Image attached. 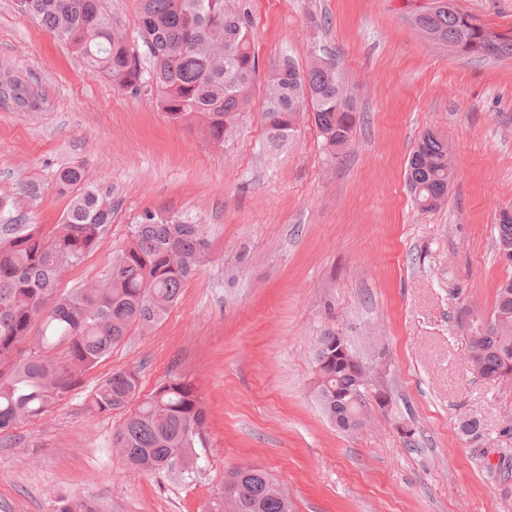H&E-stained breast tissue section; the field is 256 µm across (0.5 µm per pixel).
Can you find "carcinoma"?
I'll return each instance as SVG.
<instances>
[{
  "label": "carcinoma",
  "instance_id": "cac0c4a2",
  "mask_svg": "<svg viewBox=\"0 0 512 512\" xmlns=\"http://www.w3.org/2000/svg\"><path fill=\"white\" fill-rule=\"evenodd\" d=\"M51 35L68 42L93 71L132 90L155 92L172 124L197 122L210 141L224 143L251 103L258 66L246 21L228 0H140L142 55L112 22L102 0H18ZM410 23L432 34L442 47L462 56L487 60L512 56V36L486 42L475 19L453 0H434L417 8ZM0 93L35 110L37 98L13 75L0 77ZM324 145L331 152L354 137L351 91L327 56L311 55L305 72L283 62L266 86L263 121L271 151L293 137L306 106ZM455 168L448 141L428 130L411 153L407 183L424 211L448 202ZM79 167L57 175L61 192L70 195L62 222L0 225V433L59 402L80 376L95 366L131 331H150L174 307L185 282L207 261L202 225L176 215L149 214L131 225L126 245L113 252L105 273L93 284L58 293L61 274L102 246L112 222V192L85 185ZM497 252L512 245V217L495 218ZM469 342L468 365L483 380L512 372V279L497 290L491 313H478ZM37 332L39 350L23 344ZM66 346L59 362L44 350ZM356 379L331 366L318 373L319 405L331 422L349 432L364 420L363 395L353 403L336 400V389ZM132 408L112 438V448L133 470L153 473L187 466L206 426V411L194 386L181 378L161 383L140 397L136 373L116 370L90 395L97 413ZM205 512H292L288 492L260 466L236 468Z\"/></svg>",
  "mask_w": 512,
  "mask_h": 512
}]
</instances>
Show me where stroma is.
<instances>
[{"instance_id":"stroma-1","label":"stroma","mask_w":512,"mask_h":512,"mask_svg":"<svg viewBox=\"0 0 512 512\" xmlns=\"http://www.w3.org/2000/svg\"><path fill=\"white\" fill-rule=\"evenodd\" d=\"M512 34V0H454ZM250 26L258 79L235 135L216 147L169 123L154 94L112 85L0 0V71L28 85L35 110L0 99V198L25 196L22 221L60 223V169L110 188L100 250L59 292L98 279L131 224L152 210L206 225L208 260L150 332H133L62 401L0 434V512H58L91 499L104 512H204L225 474L258 465L293 512H512V382L466 365L456 317L491 312L511 275L494 216L512 204V57L478 61L427 42L406 0H231ZM324 20L322 28L312 18ZM335 57L356 106L353 141L329 154L311 114L286 149L265 147L266 85L284 59ZM446 138L456 174L426 212L405 182L426 130ZM345 336L389 394L343 432L314 396L319 336ZM118 369L140 391L191 382L207 411L190 469L141 473L112 453L126 416L86 397ZM481 421L462 433L468 417ZM407 422L416 446L397 430Z\"/></svg>"}]
</instances>
